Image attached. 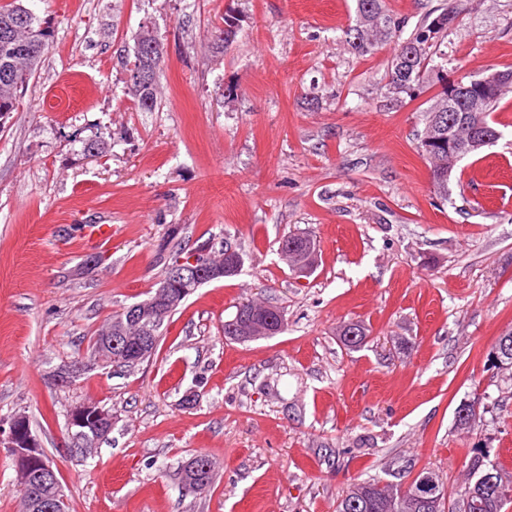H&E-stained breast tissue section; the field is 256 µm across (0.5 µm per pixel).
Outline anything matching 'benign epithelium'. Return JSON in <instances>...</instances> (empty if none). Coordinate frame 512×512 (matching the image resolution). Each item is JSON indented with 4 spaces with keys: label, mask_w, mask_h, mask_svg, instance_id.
Segmentation results:
<instances>
[{
    "label": "benign epithelium",
    "mask_w": 512,
    "mask_h": 512,
    "mask_svg": "<svg viewBox=\"0 0 512 512\" xmlns=\"http://www.w3.org/2000/svg\"><path fill=\"white\" fill-rule=\"evenodd\" d=\"M511 81L512 74L507 71L487 70L477 79H458L448 83V100L459 99L465 102L466 111L473 118L476 113L484 111L489 100L496 97ZM498 137V133L481 132L476 126L471 130L468 140L458 143L453 134H442L438 125L431 122L426 126L425 142L440 144L448 140V159L453 163L462 156V150H481L495 143ZM307 251L308 258L300 261L297 243L284 241L280 246V252L287 259L290 269L302 276L311 273L318 264L319 249L316 241L308 240ZM242 264V255L231 247L224 250V257L217 259L210 248L201 245L188 257L179 259L170 267L169 278L198 288L236 275ZM172 300L178 301L180 297L158 289L152 300L129 306L117 319L121 332L114 336L112 330L106 331L102 350L95 355L96 364L118 368L134 361L137 353L148 347L149 340H132L125 335L126 330L144 323L161 325L165 308ZM85 369L86 365L80 360L62 366L53 373L54 385L58 388L69 387ZM112 426V412L100 403L82 401L71 405L67 414L70 442L66 444V451L72 456L90 457L99 442L112 432ZM0 446L8 449L18 483L30 488V512H67L63 488L56 479L55 470L46 462L44 449L28 425L25 414L16 413L7 421H0ZM45 484L55 487V495L50 500L37 494V488ZM415 497L425 501L440 497V484L435 474L430 472L421 477Z\"/></svg>",
    "instance_id": "obj_1"
}]
</instances>
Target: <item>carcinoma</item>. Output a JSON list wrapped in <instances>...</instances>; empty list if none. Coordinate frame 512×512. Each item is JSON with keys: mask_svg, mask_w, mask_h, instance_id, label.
<instances>
[{"mask_svg": "<svg viewBox=\"0 0 512 512\" xmlns=\"http://www.w3.org/2000/svg\"><path fill=\"white\" fill-rule=\"evenodd\" d=\"M440 16L444 23L439 24L428 15L407 38L397 42L388 74L387 87L396 100L405 96L413 99L423 89L440 85L424 111L426 119L433 106L448 94V53L441 46L454 26L455 16L446 10ZM224 24L226 28L216 29L214 45L218 47L227 46L240 30L234 9L224 12ZM406 25V21L387 12L385 0H357L355 23L345 31L346 42L354 52L368 54L390 41ZM50 38L48 22L39 19L22 0L0 5V120L15 111L20 92L37 70ZM162 62L159 50L151 56L135 50L133 57L125 61L126 88L140 112L158 108L156 87ZM419 148L430 161L436 197L448 201V147L439 145L437 150L429 151L421 138ZM204 463L212 464L206 453H198L186 462L182 466V481L196 483L201 491L210 487L214 471L203 469ZM416 484L415 480L404 485L358 480L337 500L336 512H449L445 496L437 505L417 500ZM511 508L512 472L489 459L475 460L471 477L463 488V512H508Z\"/></svg>", "mask_w": 512, "mask_h": 512, "instance_id": "obj_1", "label": "carcinoma"}]
</instances>
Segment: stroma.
I'll return each mask as SVG.
<instances>
[{"label":"stroma","mask_w":512,"mask_h":512,"mask_svg":"<svg viewBox=\"0 0 512 512\" xmlns=\"http://www.w3.org/2000/svg\"><path fill=\"white\" fill-rule=\"evenodd\" d=\"M24 4L53 33L0 120V418L29 417L69 512H336L354 480L424 468L460 512L476 449L512 470V377L487 366L512 332V88L501 138L458 162L443 202L417 140L430 95L390 98L392 44L348 48L356 0ZM229 4L241 30L222 51ZM386 4L412 26L454 12L449 76L512 69V0ZM144 26L164 44L156 112L124 93L121 52ZM291 234L318 241L309 276L279 254ZM202 244L240 252L239 274L191 295L149 360L93 365L97 330L155 289L172 250ZM255 298L286 330L225 341ZM352 321L368 330L354 350L338 334ZM77 359L84 375L56 388ZM474 399L487 413L458 429ZM87 400L114 426L81 461L66 411ZM198 452L216 475L190 493L180 468ZM86 369V365L81 360L72 361L63 365L53 373L54 385L58 388H67L79 378Z\"/></svg>","instance_id":"1"}]
</instances>
